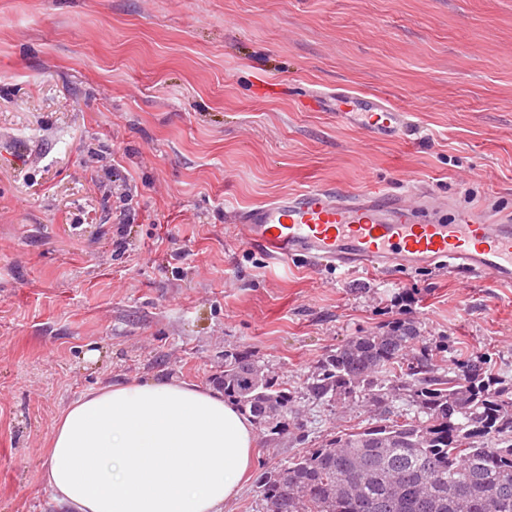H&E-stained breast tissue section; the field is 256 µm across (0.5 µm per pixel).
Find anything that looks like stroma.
Returning a JSON list of instances; mask_svg holds the SVG:
<instances>
[{
  "instance_id": "35a3bbf8",
  "label": "stroma",
  "mask_w": 512,
  "mask_h": 512,
  "mask_svg": "<svg viewBox=\"0 0 512 512\" xmlns=\"http://www.w3.org/2000/svg\"><path fill=\"white\" fill-rule=\"evenodd\" d=\"M411 115L381 138L320 95ZM426 192L512 213V0H0V512H61L43 460L100 386H213L248 350L297 394L302 441L364 425L304 394L330 351L401 319L436 368L512 383V286L445 270L285 265L229 213L308 187ZM136 212L116 254L123 209Z\"/></svg>"
}]
</instances>
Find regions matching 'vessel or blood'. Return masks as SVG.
Wrapping results in <instances>:
<instances>
[{
	"mask_svg": "<svg viewBox=\"0 0 512 512\" xmlns=\"http://www.w3.org/2000/svg\"><path fill=\"white\" fill-rule=\"evenodd\" d=\"M334 102L342 117L373 133L400 138L412 131L407 113L380 97L340 93ZM235 218L251 243L283 262L302 258L347 273L443 266L512 285V218L452 208L425 193L413 201L311 187L237 210Z\"/></svg>",
	"mask_w": 512,
	"mask_h": 512,
	"instance_id": "b4317fda",
	"label": "vessel or blood"
}]
</instances>
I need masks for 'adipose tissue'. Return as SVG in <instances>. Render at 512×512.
<instances>
[{
    "mask_svg": "<svg viewBox=\"0 0 512 512\" xmlns=\"http://www.w3.org/2000/svg\"><path fill=\"white\" fill-rule=\"evenodd\" d=\"M257 445L219 388L112 383L61 414L43 477L68 512H224Z\"/></svg>",
    "mask_w": 512,
    "mask_h": 512,
    "instance_id": "obj_1",
    "label": "adipose tissue"
}]
</instances>
